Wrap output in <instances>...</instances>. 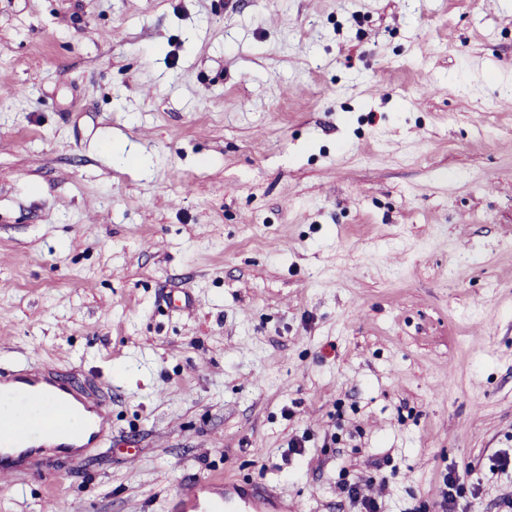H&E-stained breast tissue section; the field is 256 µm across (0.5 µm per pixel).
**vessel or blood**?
<instances>
[{"label":"vessel or blood","instance_id":"1","mask_svg":"<svg viewBox=\"0 0 512 512\" xmlns=\"http://www.w3.org/2000/svg\"><path fill=\"white\" fill-rule=\"evenodd\" d=\"M9 399V418L0 417V446L26 457L46 443L72 457L100 442L109 420L104 401L90 402L59 376L29 364L0 369V399ZM177 512H285L272 487L251 481L214 484L198 478L183 492Z\"/></svg>","mask_w":512,"mask_h":512}]
</instances>
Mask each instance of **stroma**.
<instances>
[{"mask_svg": "<svg viewBox=\"0 0 512 512\" xmlns=\"http://www.w3.org/2000/svg\"><path fill=\"white\" fill-rule=\"evenodd\" d=\"M2 75L0 366L112 421L0 512L512 498V0H0ZM461 476L462 475H460L455 470H451L445 473L442 478L443 486L440 491V498L438 501L431 505V508H433L434 510H430L429 504H423L419 507L418 512H454L455 497L453 491L454 489L457 488ZM177 512H288L272 487L251 481L214 484L198 478L183 492ZM373 477L357 478L351 482H344L340 486V491L346 499L353 503H360L366 512H379L375 499L363 494L365 487L373 484Z\"/></svg>", "mask_w": 512, "mask_h": 512, "instance_id": "35a3bbf8", "label": "stroma"}]
</instances>
